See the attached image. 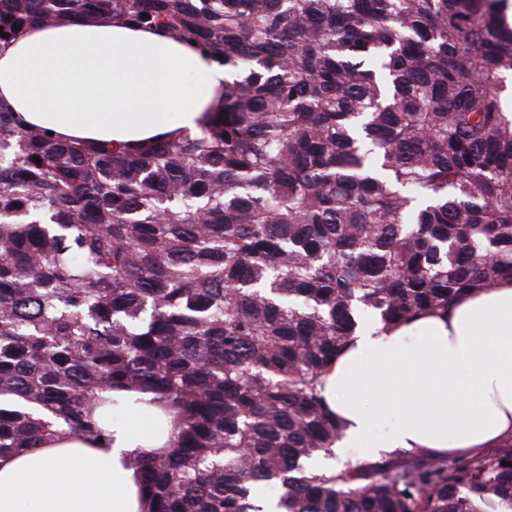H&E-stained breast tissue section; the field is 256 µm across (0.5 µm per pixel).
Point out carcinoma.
<instances>
[{
  "instance_id": "obj_1",
  "label": "carcinoma",
  "mask_w": 512,
  "mask_h": 512,
  "mask_svg": "<svg viewBox=\"0 0 512 512\" xmlns=\"http://www.w3.org/2000/svg\"><path fill=\"white\" fill-rule=\"evenodd\" d=\"M102 15L196 43L224 103L133 149L0 104V456L140 390L178 432L130 461L148 512H512V446L308 466L362 312L512 279V0H0V45Z\"/></svg>"
}]
</instances>
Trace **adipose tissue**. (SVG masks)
<instances>
[{"label":"adipose tissue","mask_w":512,"mask_h":512,"mask_svg":"<svg viewBox=\"0 0 512 512\" xmlns=\"http://www.w3.org/2000/svg\"><path fill=\"white\" fill-rule=\"evenodd\" d=\"M224 69L199 49L109 18L28 25L0 48V102L65 139L140 145L201 133ZM346 428L338 445L373 461L397 449L468 457L512 438V281L407 324L367 323L322 377ZM99 407L98 438L60 435L0 458V512H142L132 456L176 433L149 395ZM396 426L385 427L390 416Z\"/></svg>","instance_id":"ef3b65f1"}]
</instances>
